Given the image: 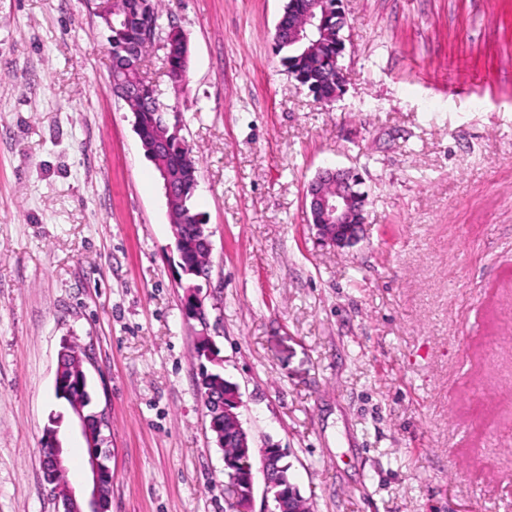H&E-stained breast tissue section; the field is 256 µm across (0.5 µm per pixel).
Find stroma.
I'll return each instance as SVG.
<instances>
[{
    "mask_svg": "<svg viewBox=\"0 0 512 512\" xmlns=\"http://www.w3.org/2000/svg\"><path fill=\"white\" fill-rule=\"evenodd\" d=\"M100 0H0V512H58L42 466L63 342L111 413V512H225L197 382L238 384L254 446L313 512H512V0H343V95L313 98L273 32L287 0H170L171 98L200 162V296L134 118L109 90ZM355 168L359 243L306 187ZM207 331L214 360L198 356Z\"/></svg>",
    "mask_w": 512,
    "mask_h": 512,
    "instance_id": "obj_1",
    "label": "stroma"
}]
</instances>
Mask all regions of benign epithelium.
I'll return each mask as SVG.
<instances>
[{"mask_svg": "<svg viewBox=\"0 0 512 512\" xmlns=\"http://www.w3.org/2000/svg\"><path fill=\"white\" fill-rule=\"evenodd\" d=\"M328 12L324 0H306L300 9L288 10V38L294 41L307 40L316 45L315 37L322 32V23L317 21V14ZM163 190L170 214H175V207L180 203L175 176L163 171ZM359 179L350 169L321 170L308 184L306 198L309 199L310 224L318 235L343 249L357 244L361 240L365 224L366 199L356 186ZM205 416H210V409L216 407L224 414V429L209 425V429L218 435V447L224 449L232 443V449L224 459V466L239 459L250 462L259 461V468L250 472L244 483H239L232 476L224 483V501L227 512H254V489L256 474H261L264 482L263 497L268 506L263 512H311L307 499L295 492L286 493L271 472V449L255 448L250 444L248 432L240 419L243 405L239 387H224V395L219 396L208 387H202ZM71 413L77 420L81 434L87 443L86 468L90 474L89 483L80 489L69 487L61 494L57 489L51 492L62 505V512H109L111 495L106 487L112 484V470L109 465L111 451L105 447L106 437L103 429L110 427V417L106 410L90 411L76 405ZM94 414L98 420V432L92 436L86 429L88 414ZM43 445L48 456L44 458V470L52 472L66 467L62 442L59 433L50 428L45 430Z\"/></svg>", "mask_w": 512, "mask_h": 512, "instance_id": "1", "label": "benign epithelium"}]
</instances>
